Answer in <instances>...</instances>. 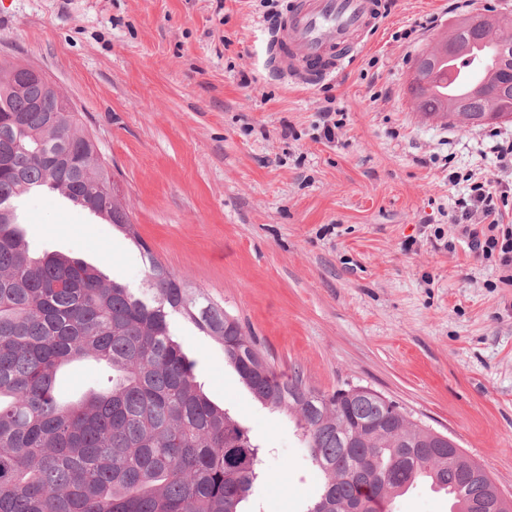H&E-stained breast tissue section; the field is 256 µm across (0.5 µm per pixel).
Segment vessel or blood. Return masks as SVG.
Wrapping results in <instances>:
<instances>
[{
    "label": "vessel or blood",
    "instance_id": "vessel-or-blood-1",
    "mask_svg": "<svg viewBox=\"0 0 512 512\" xmlns=\"http://www.w3.org/2000/svg\"><path fill=\"white\" fill-rule=\"evenodd\" d=\"M388 0H294L271 31L270 71L294 86H317L344 73L382 27ZM475 70L452 63L440 87L467 95Z\"/></svg>",
    "mask_w": 512,
    "mask_h": 512
}]
</instances>
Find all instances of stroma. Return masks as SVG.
<instances>
[{"instance_id":"35a3bbf8","label":"stroma","mask_w":512,"mask_h":512,"mask_svg":"<svg viewBox=\"0 0 512 512\" xmlns=\"http://www.w3.org/2000/svg\"><path fill=\"white\" fill-rule=\"evenodd\" d=\"M392 2L359 60L311 88L265 66L266 16L291 0H0V59L72 100L152 255L277 372L383 394L512 494V271L450 222L475 182L512 183L495 152L512 122L446 125L407 92L420 50L512 0ZM18 212L37 252L141 283L140 250L62 196ZM174 329L210 399L266 449L245 512H305L319 480L293 419L254 400L219 343Z\"/></svg>"}]
</instances>
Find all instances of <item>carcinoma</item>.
<instances>
[{
	"instance_id": "1",
	"label": "carcinoma",
	"mask_w": 512,
	"mask_h": 512,
	"mask_svg": "<svg viewBox=\"0 0 512 512\" xmlns=\"http://www.w3.org/2000/svg\"><path fill=\"white\" fill-rule=\"evenodd\" d=\"M486 71V95L446 98L416 80L419 111L461 110L480 125L512 110V77ZM37 81L22 89L0 63V512H243L261 453L202 391L174 339L180 316L224 348L255 399L296 419L320 475L306 512H392L427 479L452 512L488 497L482 474L448 453L391 401L320 392L276 375L235 317L149 253L113 194L94 138L74 112H53ZM56 192L107 222L148 260L137 288L58 252L31 250L16 200ZM94 361L112 374L72 400L57 376Z\"/></svg>"
}]
</instances>
